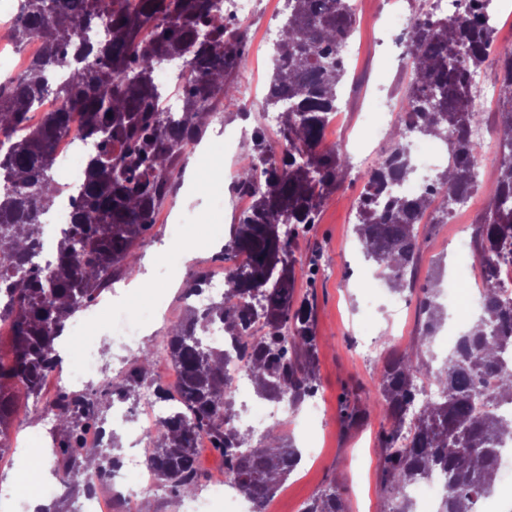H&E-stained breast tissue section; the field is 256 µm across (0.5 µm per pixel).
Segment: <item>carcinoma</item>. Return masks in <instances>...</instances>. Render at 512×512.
<instances>
[{
	"label": "carcinoma",
	"mask_w": 512,
	"mask_h": 512,
	"mask_svg": "<svg viewBox=\"0 0 512 512\" xmlns=\"http://www.w3.org/2000/svg\"><path fill=\"white\" fill-rule=\"evenodd\" d=\"M18 0L12 25L14 45L22 50L34 38L40 50L24 69L0 82V316L14 315V362L0 367V438L14 422L15 389L38 395L47 370L59 363L57 340L65 320L104 290L117 272L132 276V248L153 224V216L172 188L176 159L198 140L200 117L218 97H229L231 76L245 64L246 34L227 22L215 0ZM285 22L273 45L272 74L261 102L264 111H281L279 151L254 133L257 165L238 174L234 188L253 197L251 209L233 225L222 259L238 252L248 264L230 271L224 301L189 315L167 334L166 352L180 379L172 395L148 376L155 348L143 347L132 359L124 384L99 393H61L51 412L60 422L61 456L55 474L68 494L86 491L94 473L97 487L117 464L115 434L106 454L81 448L85 425L101 420L104 399H129L143 384L174 402L173 411L150 436L149 458L155 479L178 495L200 488L196 441L206 435L224 456L235 485L257 499L274 493L299 466L301 451L278 425L263 448L249 445L229 414L224 376L226 354L203 347L197 333L218 320L224 334L239 343L240 358L256 393L265 400H288L298 407L317 392L316 339L308 304H296L293 241L283 227L304 228L329 196L340 188L348 157L336 146H322L334 116L337 86L345 75L339 48L354 33L349 0H284ZM152 35H143L146 24ZM495 28L477 12L467 17H427L409 36L410 81L401 112L419 132L446 141L450 162L435 183L446 192L438 224L461 194L476 188L477 155L470 127L478 119L470 79L489 62ZM181 61L189 88L182 116L164 110V91L154 81L158 59ZM500 79V137L505 155L482 219L473 225L475 256L484 267L482 314L443 359L433 382L440 400L429 401L411 422L420 375L429 372L418 354L403 351L382 360L378 392L388 426L379 445L384 453L383 491L396 502L392 512H410L408 488L434 472L445 475L448 494L441 512H475V499L492 487L497 456L505 440L498 412L486 410L512 401V366L500 354L512 344V307L500 301L498 270L512 262V51L496 60ZM61 99L54 111L29 124L45 95ZM84 114V140L100 144L89 155L82 183L73 188L76 211L70 230L58 241L46 267L27 263L40 247L44 216L60 186L54 179L55 141L69 130V113ZM406 127L392 130L391 148L378 158L358 206L356 234L366 257L397 291L406 287L420 244L416 222L428 198L399 196L389 184L410 178ZM421 336H434L445 319L440 290L417 296ZM496 379L486 403L472 398L471 380ZM346 428L368 416V407L344 402ZM97 460L89 470L86 462ZM304 512H345L340 496L324 492Z\"/></svg>",
	"instance_id": "1"
}]
</instances>
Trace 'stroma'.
<instances>
[{"instance_id":"obj_1","label":"stroma","mask_w":512,"mask_h":512,"mask_svg":"<svg viewBox=\"0 0 512 512\" xmlns=\"http://www.w3.org/2000/svg\"><path fill=\"white\" fill-rule=\"evenodd\" d=\"M402 0H351L355 31L350 39L353 52L347 59L348 72L338 86L339 114L326 135L345 152H355L357 127L363 119L362 100L349 93L352 80L367 81L369 89L401 101L410 79L402 67L404 47L388 25V17ZM283 0H257L254 12L241 25L248 33L246 64L237 74L234 97L215 102L202 127L197 145L190 147L177 165L179 176L172 193L157 209L155 225L135 250L140 265L149 269L141 288L129 289L128 279L118 280L100 295L113 309L131 310L155 306L158 313L143 336L151 344L160 329L171 327L186 316L183 298L192 273L214 268L221 244L230 239L232 224L237 223L247 203L233 191L234 176L214 168L219 148H228L238 156H252L253 141L238 135L240 109L251 105L250 126L274 140L275 130L265 128L260 103L272 72V48L264 42L265 31ZM497 177L496 166H487L481 187L475 193L470 210L454 224H431L420 232L421 244L415 288L430 287L435 280H447L448 269L463 262V255L450 253L448 240L464 225L474 224L489 205L490 190ZM366 179L354 169H347L340 188L321 207L317 221L300 231L294 240L297 259L295 297L313 306L317 341L315 373L316 397L321 416L308 418L306 406L296 410L309 440L318 442L313 458L303 461L288 478L277 500V512H301L316 495L328 490L341 494L346 512H390L391 502L381 488L383 459L377 443L386 423L385 406L376 389L377 362L367 360L358 345L364 322H371L372 334L401 352L411 348L421 351L424 360L433 353L420 348V325L416 305L400 311L368 310L365 284L350 278L347 262L358 249L354 226L358 202ZM224 195L223 209L211 204L212 193ZM185 224L189 239L179 257L181 274L176 281L162 279L160 258L167 253L162 230L167 224ZM57 386L46 382L40 395L30 396L16 390L15 420L10 431L14 447L24 454L16 460L14 474L24 478L30 457L52 447L55 428L44 420L43 406L53 399ZM369 406L367 422L346 430L342 420V398Z\"/></svg>"}]
</instances>
